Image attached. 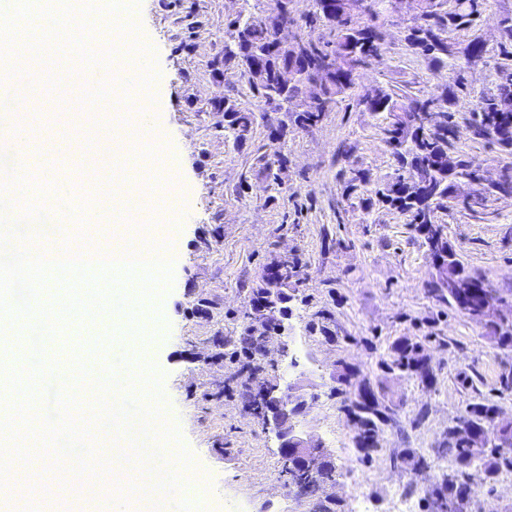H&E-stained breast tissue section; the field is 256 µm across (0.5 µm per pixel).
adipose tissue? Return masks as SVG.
<instances>
[{"label":"adipose tissue","mask_w":512,"mask_h":512,"mask_svg":"<svg viewBox=\"0 0 512 512\" xmlns=\"http://www.w3.org/2000/svg\"><path fill=\"white\" fill-rule=\"evenodd\" d=\"M136 10V0H0V31L12 37L0 44V58L19 70L30 66L29 52L40 45H82L87 20L94 17L111 20L105 48L113 59L123 60L137 50L129 36Z\"/></svg>","instance_id":"1"}]
</instances>
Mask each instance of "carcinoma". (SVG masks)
Segmentation results:
<instances>
[{"label": "carcinoma", "mask_w": 512, "mask_h": 512, "mask_svg": "<svg viewBox=\"0 0 512 512\" xmlns=\"http://www.w3.org/2000/svg\"><path fill=\"white\" fill-rule=\"evenodd\" d=\"M382 0H358L357 12H342L343 0H315V11L311 20H319L329 29V40L322 46H313L294 58L281 54L276 35L281 27L294 23L288 0H276L274 11L264 17H238L228 25V37L224 41V64L235 62L243 68L242 76L251 89L256 91L270 111L281 109L282 102L289 104L288 114L293 123L308 129L315 126L325 113L333 110L346 97H356V103L367 112L387 113V143L395 149L402 173L395 183L384 191H378L382 200L391 206L412 215V223L418 226L425 244H431L435 235H441L439 250L432 258L442 259L441 281L465 285L467 315L478 320L479 309L488 300L497 299L493 291L481 278L470 274L456 251L448 243L447 227L433 221L435 210L447 207L451 197L448 184V167H453L462 177L473 176V171L462 162H454L452 155L460 139V127L451 121L448 111L440 110L439 100L411 98L399 101L380 88L357 89L356 73L364 65L381 59L382 31L368 23V17L377 14ZM420 6L409 28L405 40L410 47L441 64L448 56V30L457 32L470 30L480 16V6L485 0H455L454 10H442L447 0H419ZM292 64L313 76L326 74L328 84L322 91V103L307 110L299 109L307 99L306 83L294 82L288 90L278 83L277 74L283 67ZM512 100V70L503 72L496 87L477 95V110L473 113L474 134L497 143L502 149H512V142L495 138L498 130H512V109L500 107L503 100ZM215 106L224 107L229 118V128L244 135L256 122V112L242 109L228 100H219ZM428 110L436 111L435 127L430 133L422 126V116ZM512 191V168L506 167L502 180L489 187L477 189L474 201L468 207L481 208L488 195L498 191ZM300 265L296 260L275 261L267 268V284L283 289L284 299L292 301L297 291ZM267 288L252 290L251 311L245 313L250 319L238 336L217 334L214 357L219 360H246L247 364H261L264 343L272 329V323L259 316L260 306L265 300ZM489 338L499 344H512V317H504L488 328ZM426 362L423 346L418 341L402 338L391 346L388 358L379 364L385 375L410 374L422 378L421 368ZM346 380H354L355 387L349 397L348 412L355 432V445L359 452L369 457L380 454L378 436L383 427L394 422L395 411L385 399L383 390L374 388L365 379L356 380V373H343ZM498 407L493 403H473L464 414L448 427V438L443 451L457 465L456 474L429 492L437 512H456L469 470L485 468L487 471L502 467L512 470V446L509 448H483L477 442H469L466 436L472 432H485L486 424H494L493 431L509 441L512 439V420L495 422ZM280 476L288 486L306 494L316 492L317 487L336 478L335 466H329L319 478H309L296 470L286 457H281Z\"/></svg>", "instance_id": "carcinoma-1"}]
</instances>
